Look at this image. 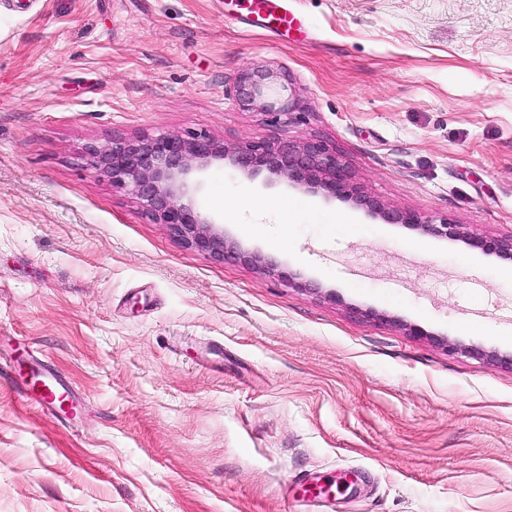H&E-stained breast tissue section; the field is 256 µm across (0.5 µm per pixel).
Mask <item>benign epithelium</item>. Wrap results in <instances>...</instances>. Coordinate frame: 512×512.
I'll return each mask as SVG.
<instances>
[{"mask_svg": "<svg viewBox=\"0 0 512 512\" xmlns=\"http://www.w3.org/2000/svg\"><path fill=\"white\" fill-rule=\"evenodd\" d=\"M273 76L269 70L242 73L234 84L236 99L244 106L273 109V105L260 102L261 87ZM85 153L90 167L112 186L138 199L155 223L165 225L185 245L219 260L234 258L274 271V265L265 258L245 252L227 240L224 230L203 216L192 199L194 177L225 159L244 175L256 177L265 172L282 177L297 189L326 200L347 202L386 224H401L432 238L462 240L472 250L512 260V236L468 235L446 218L435 221L411 210L389 208L357 191L336 149L317 138L300 145L249 141L229 150L205 133L133 137L115 134L104 145L89 144Z\"/></svg>", "mask_w": 512, "mask_h": 512, "instance_id": "1", "label": "benign epithelium"}]
</instances>
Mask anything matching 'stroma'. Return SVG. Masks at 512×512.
I'll return each mask as SVG.
<instances>
[{
  "instance_id": "obj_1",
  "label": "stroma",
  "mask_w": 512,
  "mask_h": 512,
  "mask_svg": "<svg viewBox=\"0 0 512 512\" xmlns=\"http://www.w3.org/2000/svg\"><path fill=\"white\" fill-rule=\"evenodd\" d=\"M287 4L302 39L224 0H0V512H512V263L220 162L196 206L276 269L222 262L85 164L318 138L387 207L511 236L512 0ZM247 69L295 113L242 106ZM35 359L76 424L20 395Z\"/></svg>"
}]
</instances>
